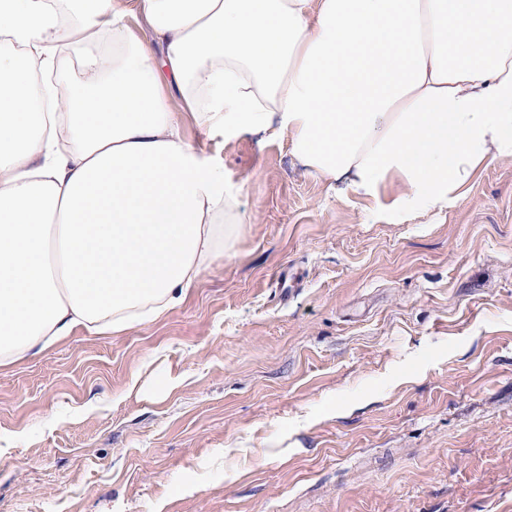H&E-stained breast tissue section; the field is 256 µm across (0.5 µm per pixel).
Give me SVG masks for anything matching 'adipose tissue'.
Segmentation results:
<instances>
[{"label":"adipose tissue","instance_id":"1","mask_svg":"<svg viewBox=\"0 0 512 512\" xmlns=\"http://www.w3.org/2000/svg\"><path fill=\"white\" fill-rule=\"evenodd\" d=\"M0 0V366L66 338L153 321L234 247L239 192L181 134L192 115L287 137L338 192L404 189L379 214L448 210L485 161L512 159V0H139L155 60L120 0ZM85 52L64 110L42 109L19 56ZM73 143L56 146L58 129Z\"/></svg>","mask_w":512,"mask_h":512}]
</instances>
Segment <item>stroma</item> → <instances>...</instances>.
Wrapping results in <instances>:
<instances>
[{
	"label": "stroma",
	"instance_id": "obj_1",
	"mask_svg": "<svg viewBox=\"0 0 512 512\" xmlns=\"http://www.w3.org/2000/svg\"><path fill=\"white\" fill-rule=\"evenodd\" d=\"M171 108L243 231L158 320L0 366V512H512V161L387 223L400 183Z\"/></svg>",
	"mask_w": 512,
	"mask_h": 512
}]
</instances>
